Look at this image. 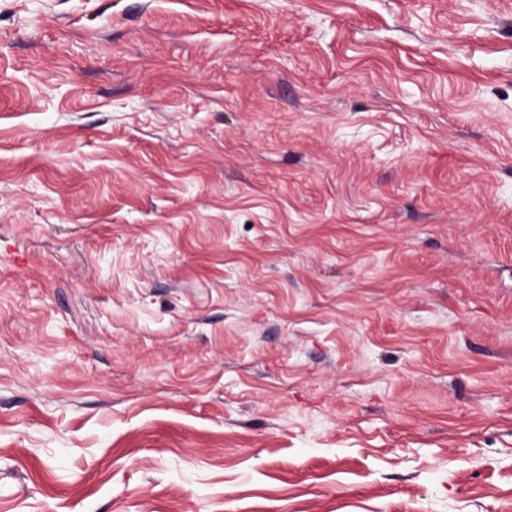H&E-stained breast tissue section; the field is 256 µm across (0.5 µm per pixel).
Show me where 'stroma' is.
<instances>
[{
    "mask_svg": "<svg viewBox=\"0 0 512 512\" xmlns=\"http://www.w3.org/2000/svg\"><path fill=\"white\" fill-rule=\"evenodd\" d=\"M0 512H512V0H0Z\"/></svg>",
    "mask_w": 512,
    "mask_h": 512,
    "instance_id": "1",
    "label": "stroma"
}]
</instances>
